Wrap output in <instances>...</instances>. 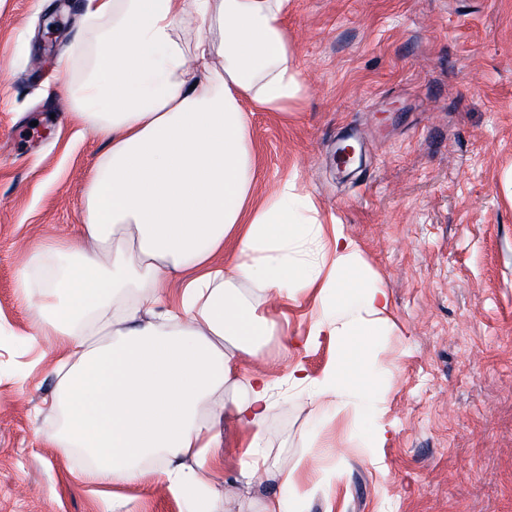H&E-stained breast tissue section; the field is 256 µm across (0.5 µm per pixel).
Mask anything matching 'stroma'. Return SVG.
<instances>
[{
	"label": "stroma",
	"instance_id": "obj_1",
	"mask_svg": "<svg viewBox=\"0 0 512 512\" xmlns=\"http://www.w3.org/2000/svg\"><path fill=\"white\" fill-rule=\"evenodd\" d=\"M303 93L254 110L259 189L285 179L359 246L389 298L371 356L390 376L378 423L317 408L287 378L336 358L299 352L318 291L269 303L249 374L276 382L263 481L246 484L248 431H224L205 476L213 512H260L297 467L300 512H512V0H289ZM102 32L57 0H0V512H193L153 476L84 483L83 457L45 441L59 416L60 347L17 286L30 251L74 237L85 174L105 143L72 118L71 88ZM354 140L360 161L337 147ZM338 470L323 483L319 475Z\"/></svg>",
	"mask_w": 512,
	"mask_h": 512
}]
</instances>
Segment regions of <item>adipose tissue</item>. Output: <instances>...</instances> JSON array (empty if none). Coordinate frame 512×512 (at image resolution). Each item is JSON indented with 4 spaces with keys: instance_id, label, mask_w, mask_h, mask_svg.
Returning a JSON list of instances; mask_svg holds the SVG:
<instances>
[{
    "instance_id": "ef3b65f1",
    "label": "adipose tissue",
    "mask_w": 512,
    "mask_h": 512,
    "mask_svg": "<svg viewBox=\"0 0 512 512\" xmlns=\"http://www.w3.org/2000/svg\"><path fill=\"white\" fill-rule=\"evenodd\" d=\"M287 0H84L105 26L73 116L107 150L85 176V222L49 269L34 249L18 272L36 296L39 333L57 337L63 413L50 442L81 449L83 475L103 486L139 482L146 460L175 495L191 496L223 462L224 424L250 432L241 475L265 461L261 427L273 383L243 375L270 324L260 303L320 285L307 334L335 336L339 358L320 377L288 378L312 398L359 393L379 410L381 369L368 353L388 307L358 245L326 229L293 182L258 199L249 107L287 111L301 91L284 24ZM195 27L193 42L182 33ZM180 300L168 301L172 284Z\"/></svg>"
}]
</instances>
